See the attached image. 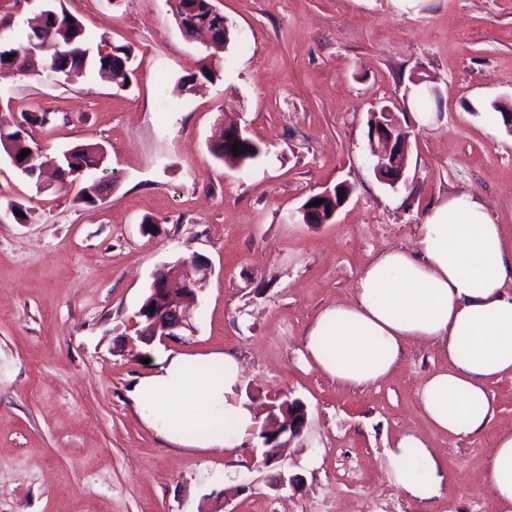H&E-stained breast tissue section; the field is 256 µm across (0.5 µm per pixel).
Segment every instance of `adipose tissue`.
Listing matches in <instances>:
<instances>
[{"label":"adipose tissue","instance_id":"obj_1","mask_svg":"<svg viewBox=\"0 0 512 512\" xmlns=\"http://www.w3.org/2000/svg\"><path fill=\"white\" fill-rule=\"evenodd\" d=\"M411 343L446 359L417 389L421 412L455 438L481 433L494 416L489 387L512 377V234L486 205L455 195L433 206L413 251H381L356 280L351 301L325 307L311 326L304 357L346 386H372L399 364ZM152 368L129 397L143 422L166 442L233 451L258 421L237 395L239 359L214 352L152 354ZM389 476L405 496H439L444 470L417 433L389 449ZM492 496L512 512V430L486 460Z\"/></svg>","mask_w":512,"mask_h":512}]
</instances>
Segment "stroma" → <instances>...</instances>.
Wrapping results in <instances>:
<instances>
[{
  "label": "stroma",
  "mask_w": 512,
  "mask_h": 512,
  "mask_svg": "<svg viewBox=\"0 0 512 512\" xmlns=\"http://www.w3.org/2000/svg\"><path fill=\"white\" fill-rule=\"evenodd\" d=\"M214 4L233 35L212 56L180 31L171 0H65L93 36L133 46L130 86L93 68L68 82L0 80L1 116L48 113L31 129L44 161L84 143L107 152L83 176L105 184L94 205L57 179L37 191L0 155V512H499L484 461L512 429V378L491 388L489 427L457 439L418 406L417 387L442 364L431 346L407 347L370 387L341 385L300 352L378 252L414 250L432 206L469 194L512 225V131L467 109L512 99V0ZM206 67L215 81L181 90ZM419 77L440 90L428 126L408 94ZM384 106L411 132L394 189L368 149ZM233 123L265 146L257 164L233 170L210 154ZM340 183L351 194L329 223L289 221ZM195 255L209 265L195 330L170 349L234 352L259 417L275 401L305 404L300 436L272 464L248 443L169 447L129 398L150 367L143 344L123 342L153 276ZM410 430L445 467L428 502L388 476L387 450ZM282 472L300 488L277 487Z\"/></svg>",
  "instance_id": "obj_1"
}]
</instances>
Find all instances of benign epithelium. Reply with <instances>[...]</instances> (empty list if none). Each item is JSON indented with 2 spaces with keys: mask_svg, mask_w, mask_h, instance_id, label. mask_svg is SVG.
<instances>
[{
  "mask_svg": "<svg viewBox=\"0 0 512 512\" xmlns=\"http://www.w3.org/2000/svg\"><path fill=\"white\" fill-rule=\"evenodd\" d=\"M372 125L369 132V151L374 161V171L387 184L397 186L405 180L410 135L392 111L371 113ZM300 218L304 224L319 222L325 224L333 219L326 216L322 208L303 204L292 218ZM200 267L198 258L179 266L178 277L172 278L166 268L159 269L153 276L151 296L144 301L139 312V321L135 323V335L146 345L156 341L175 342L187 331H194L193 310L173 298V290L181 288L199 299L205 288V280L195 279L188 271V266ZM306 407L297 401L288 402V408L282 409V417H270L264 423L263 433L266 438L260 441L263 448V460L273 462L281 449L297 437L305 424Z\"/></svg>",
  "mask_w": 512,
  "mask_h": 512,
  "instance_id": "1",
  "label": "benign epithelium"
}]
</instances>
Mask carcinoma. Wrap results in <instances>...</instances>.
Wrapping results in <instances>:
<instances>
[{"label":"carcinoma","mask_w":512,"mask_h":512,"mask_svg":"<svg viewBox=\"0 0 512 512\" xmlns=\"http://www.w3.org/2000/svg\"><path fill=\"white\" fill-rule=\"evenodd\" d=\"M176 22L182 25L192 19L198 24L207 25L212 33L208 47L219 52L224 50V33L220 31L222 17L210 16L209 0H175L173 4ZM29 32L24 41H0V78L24 75L28 71L29 54L33 47L49 44L52 53L44 58L43 71L46 77L57 80L67 75L80 76L94 65L99 71L120 68L121 86H126L129 75L133 74L132 61L136 58L130 45H115L100 38L96 47H91L92 38L82 22L69 12L63 0H52L42 4L32 16L27 18ZM10 140L12 153L8 158L14 161V168L22 174L34 177V164L30 157L19 158L24 149H32L27 130L17 124L6 125L0 130V144ZM242 150L231 155L224 152V144L216 142L210 147L212 156L224 164L237 167L250 165L264 154L260 142L247 137ZM105 151L98 143L76 145L62 154V167L70 172L82 174L103 164Z\"/></svg>","instance_id":"cac0c4a2"}]
</instances>
